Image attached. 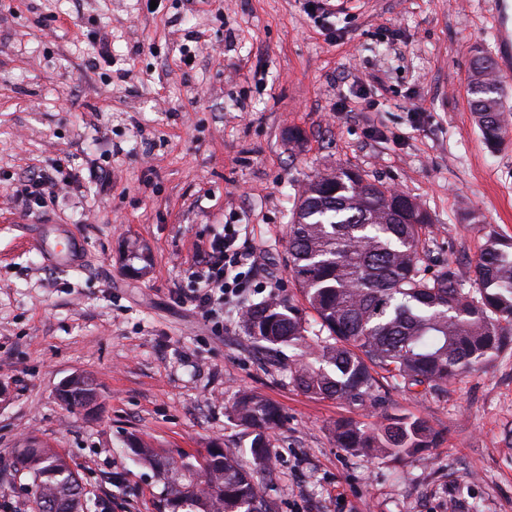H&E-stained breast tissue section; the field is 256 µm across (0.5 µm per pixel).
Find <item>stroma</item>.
I'll use <instances>...</instances> for the list:
<instances>
[{
	"label": "stroma",
	"instance_id": "stroma-1",
	"mask_svg": "<svg viewBox=\"0 0 512 512\" xmlns=\"http://www.w3.org/2000/svg\"><path fill=\"white\" fill-rule=\"evenodd\" d=\"M335 2L0 0V512H31L10 468L30 442L62 454L104 512H160L164 486L129 441L244 455L240 391L281 411L276 512H512V346L445 388L389 392L438 434L397 463L333 437L380 409L302 393L291 349L266 352L240 326L251 304L299 298L288 228L319 173L356 169L416 198L434 264L461 279L489 232L512 238V88L498 147L470 106L473 56L496 54L493 0ZM33 169L62 190L30 214L11 189ZM38 224L77 233L84 264L45 263ZM228 224L256 265L207 319L194 272ZM76 375L94 411L60 402Z\"/></svg>",
	"mask_w": 512,
	"mask_h": 512
}]
</instances>
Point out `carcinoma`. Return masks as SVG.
I'll return each mask as SVG.
<instances>
[{
  "label": "carcinoma",
  "instance_id": "cac0c4a2",
  "mask_svg": "<svg viewBox=\"0 0 512 512\" xmlns=\"http://www.w3.org/2000/svg\"><path fill=\"white\" fill-rule=\"evenodd\" d=\"M504 81L486 56L473 59L471 108L483 139L500 142L499 104ZM426 210L358 171L338 169L309 179L288 231V263L314 321L291 301H263L247 309L246 333L268 349L308 348L312 359L289 366L303 393L352 405H385L375 395L382 371L396 389H439L499 351L512 338V240L487 234L473 267L471 287L444 265L430 272ZM72 408L89 409L95 390L81 377L61 389ZM231 415L250 429L248 463L215 448L202 463L173 467L159 452L130 444L140 461L164 480L167 512H275L266 499L271 446L266 431L280 409L240 391ZM336 445L351 452L401 459L432 447L435 432L420 417L382 412L362 426L351 420L333 428ZM17 465L30 479L32 512L46 503L54 512H97L77 473L52 448L17 451Z\"/></svg>",
  "mask_w": 512,
  "mask_h": 512
}]
</instances>
